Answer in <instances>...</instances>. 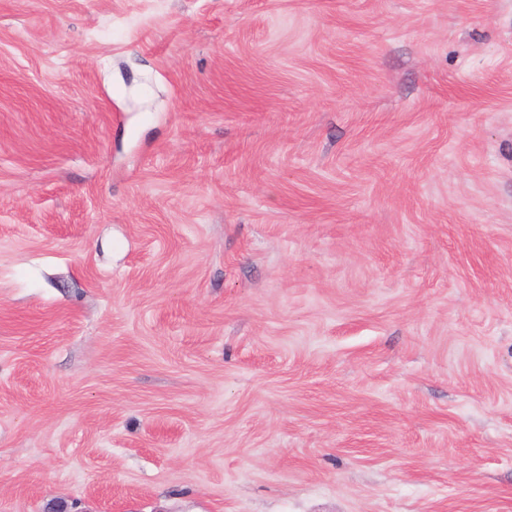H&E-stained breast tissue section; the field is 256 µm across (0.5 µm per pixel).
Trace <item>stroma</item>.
Instances as JSON below:
<instances>
[{"mask_svg":"<svg viewBox=\"0 0 512 512\" xmlns=\"http://www.w3.org/2000/svg\"><path fill=\"white\" fill-rule=\"evenodd\" d=\"M512 512V0H0V512Z\"/></svg>","mask_w":512,"mask_h":512,"instance_id":"1","label":"stroma"}]
</instances>
